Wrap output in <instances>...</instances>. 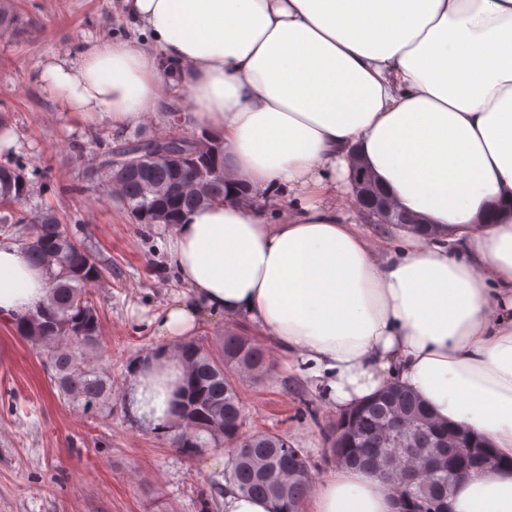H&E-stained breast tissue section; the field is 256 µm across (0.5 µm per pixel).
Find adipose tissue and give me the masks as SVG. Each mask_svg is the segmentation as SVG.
Instances as JSON below:
<instances>
[{
    "instance_id": "ef3b65f1",
    "label": "adipose tissue",
    "mask_w": 512,
    "mask_h": 512,
    "mask_svg": "<svg viewBox=\"0 0 512 512\" xmlns=\"http://www.w3.org/2000/svg\"><path fill=\"white\" fill-rule=\"evenodd\" d=\"M143 43L105 39L37 81L78 121L134 128L177 93L224 140L223 201L182 211L167 244L184 286L163 336L201 312L249 323L338 414L398 383L484 437L500 469L452 512H512V0H124ZM435 232L368 234L352 161ZM47 292L0 243V320ZM184 363L136 360L128 400L172 420ZM376 474L342 467L304 512H396Z\"/></svg>"
}]
</instances>
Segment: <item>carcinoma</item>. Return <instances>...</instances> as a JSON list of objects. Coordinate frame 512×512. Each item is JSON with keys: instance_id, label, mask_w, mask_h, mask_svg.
Here are the masks:
<instances>
[{"instance_id": "obj_1", "label": "carcinoma", "mask_w": 512, "mask_h": 512, "mask_svg": "<svg viewBox=\"0 0 512 512\" xmlns=\"http://www.w3.org/2000/svg\"><path fill=\"white\" fill-rule=\"evenodd\" d=\"M167 137H138L102 153L98 169L105 184L140 224H175L183 210L224 199V142L192 138L178 131ZM31 194L22 169L0 163V237L26 250L45 270L48 294L42 305L15 320L17 334L49 357L51 380L60 397L88 413L112 397V378L87 362L97 348L100 317L91 287L111 273L88 250L77 246L52 207L30 234L18 216ZM186 387L173 404L170 446L189 457L206 448H229L224 480L243 493L263 498L276 512H297L313 489L309 457L282 434L249 430L234 376L259 380L268 372L264 349L236 332L224 335L216 353L202 343L178 349ZM455 426L434 417L412 392L392 384L359 409L336 421L326 434L337 466L379 473L401 497L448 509V492L474 470L475 459L450 434ZM457 461L448 471V462ZM411 472L410 486L401 483ZM222 487L202 495L201 512H214Z\"/></svg>"}]
</instances>
